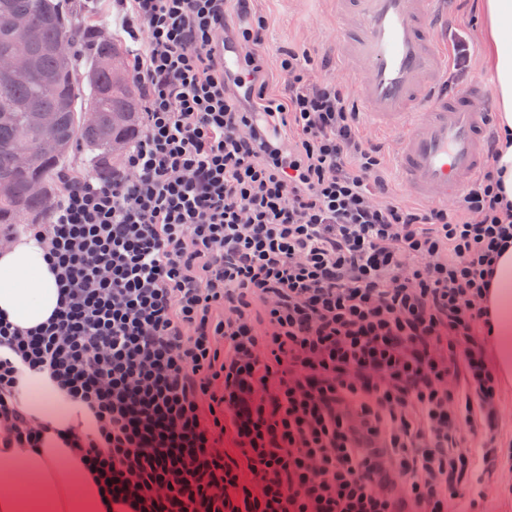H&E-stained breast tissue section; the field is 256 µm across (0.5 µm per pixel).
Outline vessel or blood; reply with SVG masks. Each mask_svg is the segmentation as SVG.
Instances as JSON below:
<instances>
[{
  "label": "vessel or blood",
  "instance_id": "obj_1",
  "mask_svg": "<svg viewBox=\"0 0 512 512\" xmlns=\"http://www.w3.org/2000/svg\"><path fill=\"white\" fill-rule=\"evenodd\" d=\"M336 2L343 73L364 68L361 106L378 128L395 134L403 183L432 202L458 196L483 165L494 115L485 81L452 96L436 90L448 66L437 0Z\"/></svg>",
  "mask_w": 512,
  "mask_h": 512
}]
</instances>
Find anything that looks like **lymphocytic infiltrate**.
Returning <instances> with one entry per match:
<instances>
[{
    "mask_svg": "<svg viewBox=\"0 0 512 512\" xmlns=\"http://www.w3.org/2000/svg\"><path fill=\"white\" fill-rule=\"evenodd\" d=\"M250 2L114 0L143 130L6 235L43 241L60 306L0 315V446L65 438L20 407L44 372L94 420L72 445L112 512H450L505 454L487 302L512 203L491 158L452 206L398 200L307 52L270 90Z\"/></svg>",
    "mask_w": 512,
    "mask_h": 512,
    "instance_id": "obj_1",
    "label": "lymphocytic infiltrate"
}]
</instances>
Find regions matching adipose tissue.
I'll use <instances>...</instances> for the list:
<instances>
[{
  "label": "adipose tissue",
  "instance_id": "1",
  "mask_svg": "<svg viewBox=\"0 0 512 512\" xmlns=\"http://www.w3.org/2000/svg\"><path fill=\"white\" fill-rule=\"evenodd\" d=\"M500 101L502 140L497 166L512 202V0H484ZM56 275L46 249L34 237L0 250V312L23 329L46 323L57 310ZM489 305L495 320L496 363L512 375V247L499 259ZM26 414L57 427L74 424L75 410L39 374L24 377ZM0 512H103L89 478L70 449L0 447Z\"/></svg>",
  "mask_w": 512,
  "mask_h": 512
}]
</instances>
